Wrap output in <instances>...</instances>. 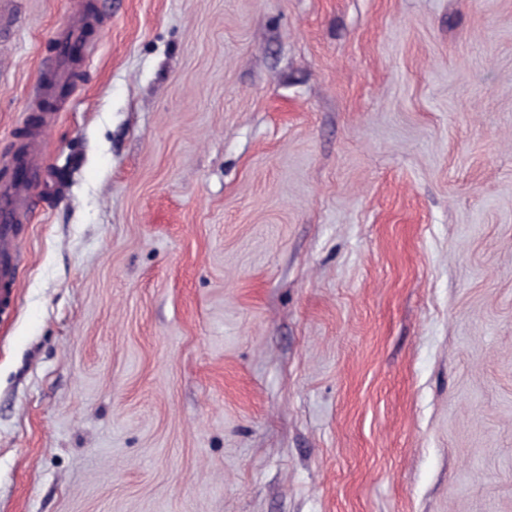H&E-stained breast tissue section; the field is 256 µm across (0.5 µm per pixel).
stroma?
<instances>
[{
    "instance_id": "obj_1",
    "label": "stroma",
    "mask_w": 512,
    "mask_h": 512,
    "mask_svg": "<svg viewBox=\"0 0 512 512\" xmlns=\"http://www.w3.org/2000/svg\"><path fill=\"white\" fill-rule=\"evenodd\" d=\"M36 137L0 512H512V0H0ZM83 29L78 21L71 25L60 39V55L57 64H53L54 81L60 86L68 83V74L65 69V63L70 55L71 49L82 44Z\"/></svg>"
}]
</instances>
